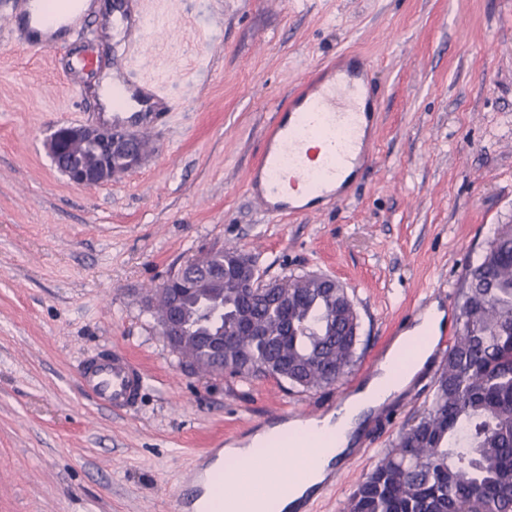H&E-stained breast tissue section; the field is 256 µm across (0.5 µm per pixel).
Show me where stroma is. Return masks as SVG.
Returning a JSON list of instances; mask_svg holds the SVG:
<instances>
[{
  "mask_svg": "<svg viewBox=\"0 0 512 512\" xmlns=\"http://www.w3.org/2000/svg\"><path fill=\"white\" fill-rule=\"evenodd\" d=\"M0 0V512H176L205 449L334 404L273 378L191 372L160 334L147 290L233 245L264 278L324 273L360 319L348 377L369 379L388 334L447 304L467 265L512 224V0H141L144 55L102 35L100 66L165 86L173 107L138 126L139 167L76 186L46 148L51 126L93 123L92 80L28 49ZM342 53L367 58L379 97L372 163L342 203L263 216L247 175L277 107ZM127 350L148 387L125 415L83 393L80 361ZM427 362L360 433L316 512L359 482L432 397Z\"/></svg>",
  "mask_w": 512,
  "mask_h": 512,
  "instance_id": "35a3bbf8",
  "label": "stroma"
}]
</instances>
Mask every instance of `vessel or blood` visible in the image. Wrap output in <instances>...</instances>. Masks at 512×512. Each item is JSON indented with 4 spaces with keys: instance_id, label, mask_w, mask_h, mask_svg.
<instances>
[{
    "instance_id": "b4317fda",
    "label": "vessel or blood",
    "mask_w": 512,
    "mask_h": 512,
    "mask_svg": "<svg viewBox=\"0 0 512 512\" xmlns=\"http://www.w3.org/2000/svg\"><path fill=\"white\" fill-rule=\"evenodd\" d=\"M49 0H21L12 15L14 29L34 50L56 48L73 36L97 37L93 26L73 27L58 13L46 12ZM119 14L127 23L128 42L143 45L142 19L137 0H123ZM366 65H352L338 55L321 73L305 81L269 125L263 146L247 179V191L268 217L308 214L323 201L344 202L346 185L373 159V115L357 109L368 90ZM125 109L113 113L118 123L148 124L160 119L171 106L169 95L143 80L127 90ZM303 189V198L286 197V188ZM85 392L98 407L126 413L142 400L146 375L125 353L115 350L86 357L80 364ZM211 487L205 469L188 473L187 495L178 499L179 512H188Z\"/></svg>"
}]
</instances>
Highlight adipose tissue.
<instances>
[{
	"label": "adipose tissue",
	"instance_id": "1",
	"mask_svg": "<svg viewBox=\"0 0 512 512\" xmlns=\"http://www.w3.org/2000/svg\"><path fill=\"white\" fill-rule=\"evenodd\" d=\"M446 326V312L431 305L413 328L398 336L385 353L378 370L349 395L346 418L335 425L324 422L285 421L260 430L233 449L242 466L224 474L220 512H290L309 489L317 487L334 460L342 459L364 417L400 394L426 364L435 342ZM302 450L306 475L292 481L273 465L288 449Z\"/></svg>",
	"mask_w": 512,
	"mask_h": 512
}]
</instances>
